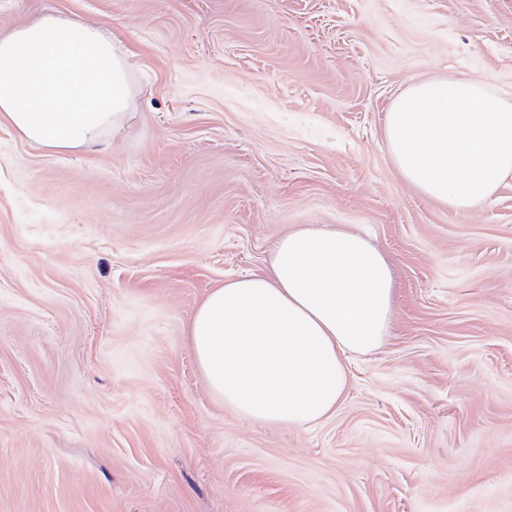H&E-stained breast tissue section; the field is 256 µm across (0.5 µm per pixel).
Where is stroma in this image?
Returning <instances> with one entry per match:
<instances>
[{
  "instance_id": "stroma-1",
  "label": "stroma",
  "mask_w": 512,
  "mask_h": 512,
  "mask_svg": "<svg viewBox=\"0 0 512 512\" xmlns=\"http://www.w3.org/2000/svg\"><path fill=\"white\" fill-rule=\"evenodd\" d=\"M135 65L108 144L0 126V512H512V181L466 212L397 172L411 80L512 97V0H0ZM302 224L388 260L381 347L325 422L210 395L189 323Z\"/></svg>"
}]
</instances>
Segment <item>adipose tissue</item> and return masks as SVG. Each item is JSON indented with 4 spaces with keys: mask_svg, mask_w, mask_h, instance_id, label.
<instances>
[{
    "mask_svg": "<svg viewBox=\"0 0 512 512\" xmlns=\"http://www.w3.org/2000/svg\"><path fill=\"white\" fill-rule=\"evenodd\" d=\"M133 67L111 36L48 13L0 31V125L49 153L89 148L123 127ZM409 185L459 212L512 179V99L465 76L412 81L386 118ZM392 277L362 233L304 224L279 237L262 271L225 280L188 329L214 399L246 420L299 429L329 417L351 356L379 348Z\"/></svg>",
    "mask_w": 512,
    "mask_h": 512,
    "instance_id": "obj_1",
    "label": "adipose tissue"
}]
</instances>
